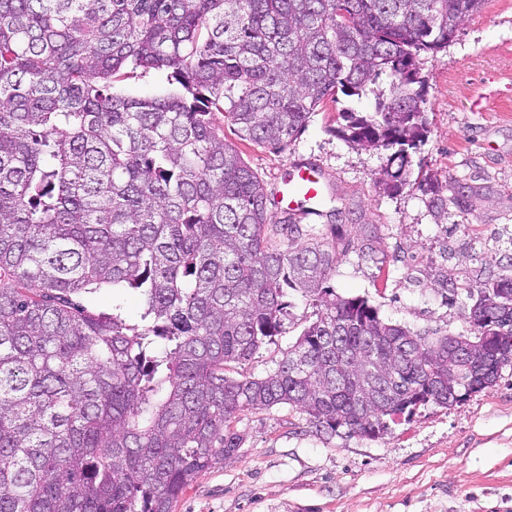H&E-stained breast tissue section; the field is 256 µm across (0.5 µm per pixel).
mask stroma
Listing matches in <instances>:
<instances>
[{"label":"stroma","instance_id":"35a3bbf8","mask_svg":"<svg viewBox=\"0 0 512 512\" xmlns=\"http://www.w3.org/2000/svg\"><path fill=\"white\" fill-rule=\"evenodd\" d=\"M419 68L428 133L389 192L379 184L388 151L341 138L335 103L281 149L237 140L224 116L216 124L266 190L299 162L326 173L318 228L331 210L361 227L327 281L338 295L367 298L413 331L458 335L470 330L468 290L512 264V0H487ZM289 299L284 334L244 373L264 376L297 340L312 309ZM233 428L238 453L199 474L173 512H512V366L494 387L419 407L375 439L316 432L285 404L245 410Z\"/></svg>","mask_w":512,"mask_h":512}]
</instances>
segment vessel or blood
I'll return each instance as SVG.
<instances>
[{
	"label": "vessel or blood",
	"instance_id": "vessel-or-blood-1",
	"mask_svg": "<svg viewBox=\"0 0 512 512\" xmlns=\"http://www.w3.org/2000/svg\"><path fill=\"white\" fill-rule=\"evenodd\" d=\"M325 174L315 166H297L285 176L276 192V205L286 214L312 217L323 202Z\"/></svg>",
	"mask_w": 512,
	"mask_h": 512
}]
</instances>
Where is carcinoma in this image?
I'll return each instance as SVG.
<instances>
[{"label": "carcinoma", "instance_id": "cac0c4a2", "mask_svg": "<svg viewBox=\"0 0 512 512\" xmlns=\"http://www.w3.org/2000/svg\"><path fill=\"white\" fill-rule=\"evenodd\" d=\"M486 0H0V512H172L235 455L231 419L287 404L369 439L512 364V273L470 293V335L431 339L326 286L353 242L277 220L213 122L280 149L338 95V133L391 151L428 129L419 56ZM166 74L152 98L113 92ZM284 234L287 243L271 234ZM134 292L140 323L80 298ZM316 308L277 368L225 374ZM169 88L164 75L156 72L141 74V71L137 70L118 82L114 92L124 96L145 98L167 93Z\"/></svg>", "mask_w": 512, "mask_h": 512}]
</instances>
